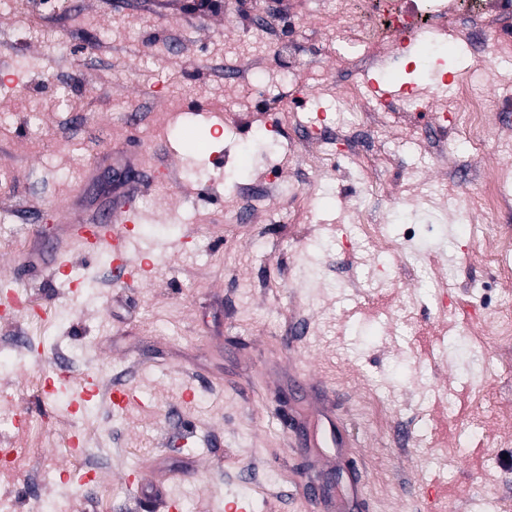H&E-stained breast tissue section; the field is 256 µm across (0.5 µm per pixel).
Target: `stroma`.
<instances>
[{
	"mask_svg": "<svg viewBox=\"0 0 512 512\" xmlns=\"http://www.w3.org/2000/svg\"><path fill=\"white\" fill-rule=\"evenodd\" d=\"M41 3L0 10V222L19 229L0 236V280L38 311L30 343L0 363V420L43 419L41 452L71 479L42 496L157 512L133 491L145 483L179 512L236 500L250 512H512V444L478 421L485 397L512 417V342L495 330L507 288L470 261L495 247L480 225L512 236V208L483 214L478 184L486 168L512 173V121L475 144L439 112H386L369 160L336 140L373 79L429 87L452 108L454 76L477 67L487 103L512 109V50L485 59L448 27L427 66L414 49L412 67L363 72L337 64L342 21L322 0ZM260 20L360 99L293 89ZM273 161L280 192L226 222L263 195ZM129 182L135 250L152 266L120 284L111 255L81 250L67 225L106 215ZM61 252L81 285L56 271ZM463 320L477 339L458 334ZM90 379L135 398L68 416ZM437 395L457 418L427 436ZM421 435L444 469L411 455Z\"/></svg>",
	"mask_w": 512,
	"mask_h": 512,
	"instance_id": "stroma-1",
	"label": "stroma"
}]
</instances>
